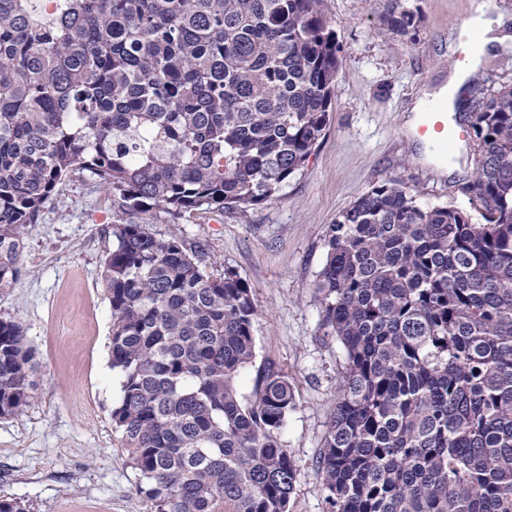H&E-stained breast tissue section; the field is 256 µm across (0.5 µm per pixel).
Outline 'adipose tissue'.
Returning <instances> with one entry per match:
<instances>
[{"mask_svg":"<svg viewBox=\"0 0 512 512\" xmlns=\"http://www.w3.org/2000/svg\"><path fill=\"white\" fill-rule=\"evenodd\" d=\"M465 26L481 32L479 49L467 51L464 61L455 67L447 79L430 93L431 98L446 103L449 115L446 126L450 129L456 125V102L466 79L483 65L489 55L505 54L512 51V21L508 20L506 15L491 17L480 10L466 21Z\"/></svg>","mask_w":512,"mask_h":512,"instance_id":"obj_1","label":"adipose tissue"}]
</instances>
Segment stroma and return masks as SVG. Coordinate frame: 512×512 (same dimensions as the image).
I'll return each instance as SVG.
<instances>
[{"mask_svg": "<svg viewBox=\"0 0 512 512\" xmlns=\"http://www.w3.org/2000/svg\"><path fill=\"white\" fill-rule=\"evenodd\" d=\"M417 12L409 36L389 34L367 0H321L336 33L341 69L325 137L280 196L247 213L155 208L144 228L203 250L207 262L244 279L257 309L256 359L276 361L295 408L282 443L298 469L289 512H326L316 459L344 366L341 345L325 336L315 289L330 224L358 198L395 178L425 205L470 210L464 187L478 153L464 126L453 131L460 172L421 157L403 117L425 90L464 58L457 37L477 8L512 14V0H401ZM122 213L85 174L67 178L27 225L20 272L0 289V319L18 322L39 370L30 405L0 418V499L27 512H149L142 477L112 425L120 399L110 365V305L101 279L113 224Z\"/></svg>", "mask_w": 512, "mask_h": 512, "instance_id": "stroma-1", "label": "stroma"}]
</instances>
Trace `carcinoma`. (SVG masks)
<instances>
[{
	"instance_id": "obj_1",
	"label": "carcinoma",
	"mask_w": 512,
	"mask_h": 512,
	"mask_svg": "<svg viewBox=\"0 0 512 512\" xmlns=\"http://www.w3.org/2000/svg\"><path fill=\"white\" fill-rule=\"evenodd\" d=\"M0 0V288L23 231L76 171L116 198L103 280L112 424L150 512H288V375L255 361L257 309L136 217L274 200L325 135L340 68L320 0ZM386 29L418 14L393 0ZM480 221L374 186L331 225L321 326L345 362L317 461L328 512H512V84L472 105ZM35 351L0 319V417Z\"/></svg>"
}]
</instances>
